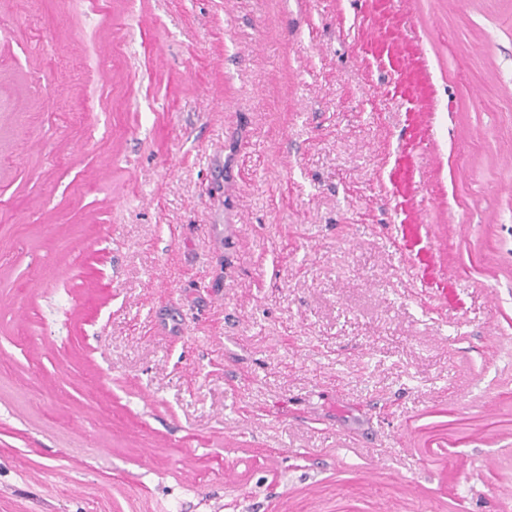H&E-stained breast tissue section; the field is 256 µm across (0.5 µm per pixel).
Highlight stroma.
I'll list each match as a JSON object with an SVG mask.
<instances>
[{"mask_svg":"<svg viewBox=\"0 0 512 512\" xmlns=\"http://www.w3.org/2000/svg\"><path fill=\"white\" fill-rule=\"evenodd\" d=\"M0 512H512V0H0Z\"/></svg>","mask_w":512,"mask_h":512,"instance_id":"1","label":"stroma"}]
</instances>
